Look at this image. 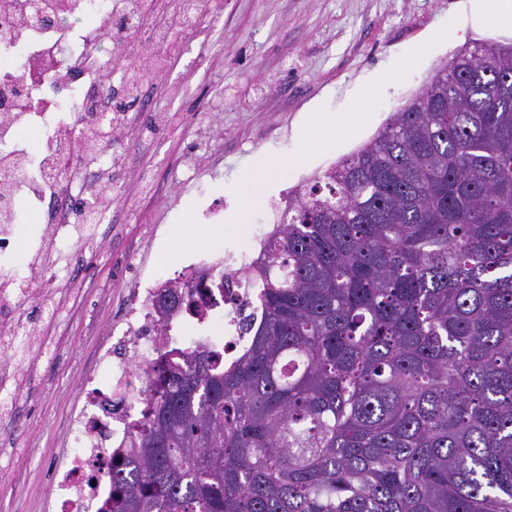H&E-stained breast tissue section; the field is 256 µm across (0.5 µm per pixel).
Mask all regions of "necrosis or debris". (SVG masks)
<instances>
[{"instance_id": "obj_1", "label": "necrosis or debris", "mask_w": 512, "mask_h": 512, "mask_svg": "<svg viewBox=\"0 0 512 512\" xmlns=\"http://www.w3.org/2000/svg\"><path fill=\"white\" fill-rule=\"evenodd\" d=\"M16 0H0V180L18 183L0 201V252L16 245L14 219L28 212L46 224L60 242L71 240L74 227L89 215L76 211L112 157L98 152L88 161L73 138L80 126L110 117L123 86L103 79L112 66L117 43L110 36L120 21L135 20L139 0H36L40 13L57 17L44 27L20 21ZM200 0H149L156 22L143 37L151 46L144 63H164L161 52L172 26L191 27ZM58 258H49L38 289L16 288L0 277V412H10L20 395L15 352L25 348L48 356L53 344L20 316L32 295L57 286ZM200 262L188 264L190 307L159 312L158 286L137 290L126 327L105 339L96 369L80 386L81 406L68 422L71 454L54 477L52 512H101L112 497V464L125 457L138 438L150 402L160 389L154 365L173 351L207 347L233 360L247 339L237 327L254 308L243 291L219 296L199 288ZM205 335H195L197 326Z\"/></svg>"}]
</instances>
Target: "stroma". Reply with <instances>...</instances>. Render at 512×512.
<instances>
[{
	"label": "stroma",
	"mask_w": 512,
	"mask_h": 512,
	"mask_svg": "<svg viewBox=\"0 0 512 512\" xmlns=\"http://www.w3.org/2000/svg\"><path fill=\"white\" fill-rule=\"evenodd\" d=\"M470 0H223L218 15L172 32L163 73L145 87L154 135L135 139L112 179L123 194L94 247L72 246L53 360L18 362L23 382L0 419V512H49L50 472L70 448L66 424L102 340L137 286L182 274L202 257L240 260L278 222L290 190L370 141L460 48L506 40ZM372 118L353 125L356 101ZM334 128H311V113ZM287 170L262 184L249 170ZM156 192L145 197L142 176Z\"/></svg>",
	"instance_id": "35a3bbf8"
}]
</instances>
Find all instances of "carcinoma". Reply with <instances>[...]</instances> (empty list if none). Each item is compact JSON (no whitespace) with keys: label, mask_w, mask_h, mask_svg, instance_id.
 Returning <instances> with one entry per match:
<instances>
[{"label":"carcinoma","mask_w":512,"mask_h":512,"mask_svg":"<svg viewBox=\"0 0 512 512\" xmlns=\"http://www.w3.org/2000/svg\"><path fill=\"white\" fill-rule=\"evenodd\" d=\"M289 196L237 359L159 365L120 512H512V42Z\"/></svg>","instance_id":"cac0c4a2"}]
</instances>
